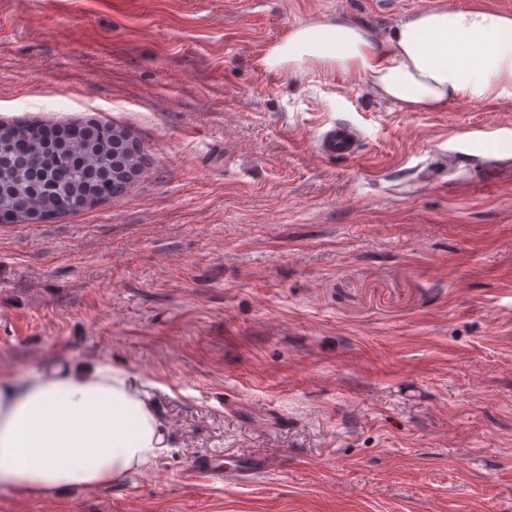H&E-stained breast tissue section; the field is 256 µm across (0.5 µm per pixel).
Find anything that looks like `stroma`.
Here are the masks:
<instances>
[{"instance_id": "35a3bbf8", "label": "stroma", "mask_w": 512, "mask_h": 512, "mask_svg": "<svg viewBox=\"0 0 512 512\" xmlns=\"http://www.w3.org/2000/svg\"><path fill=\"white\" fill-rule=\"evenodd\" d=\"M512 0H0V121H102L148 163L121 196L0 224V366L137 374L171 446L115 482L0 512H512V125L336 68L260 64L290 28ZM366 134L321 157L333 122ZM247 454L253 479L193 462ZM364 134L356 126L338 121L327 127L318 139L317 151L327 159L354 160L363 153ZM480 134L471 138L467 145L471 150H496L508 153L512 151V126L502 125L493 128H480Z\"/></svg>"}]
</instances>
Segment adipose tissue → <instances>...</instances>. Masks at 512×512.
Masks as SVG:
<instances>
[{"mask_svg":"<svg viewBox=\"0 0 512 512\" xmlns=\"http://www.w3.org/2000/svg\"><path fill=\"white\" fill-rule=\"evenodd\" d=\"M309 60L356 77L375 100L440 111L512 82V14L479 4L429 8L383 38L342 18L302 23L262 63L293 70ZM167 447L164 422L126 369L69 362L22 381L0 372V486L19 496L109 484Z\"/></svg>","mask_w":512,"mask_h":512,"instance_id":"obj_1","label":"adipose tissue"}]
</instances>
